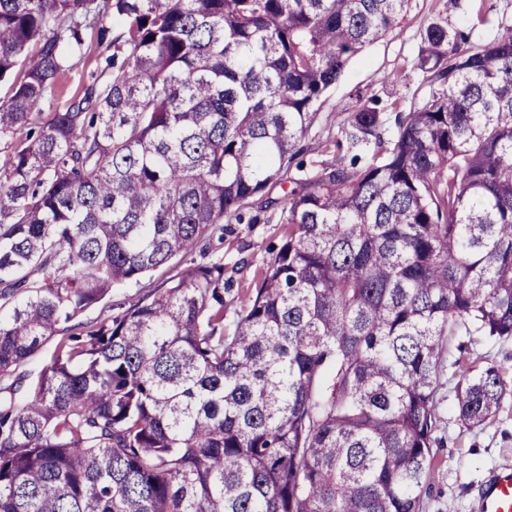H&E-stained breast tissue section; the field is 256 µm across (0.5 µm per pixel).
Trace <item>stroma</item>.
<instances>
[{"label":"stroma","mask_w":512,"mask_h":512,"mask_svg":"<svg viewBox=\"0 0 512 512\" xmlns=\"http://www.w3.org/2000/svg\"><path fill=\"white\" fill-rule=\"evenodd\" d=\"M493 11L489 24H478L473 16L471 0H408L400 26L366 47L353 58L343 78L331 90L302 141L305 160H315L314 148L335 141L340 128L359 97L376 96L382 105L406 112L428 95L430 87L415 67L423 45L427 25L442 22L451 28L470 33L473 46L497 38L512 29V0H490ZM116 26H108L106 37L89 33L84 46L73 58L70 70L59 81L57 94L67 100L73 94L94 86L106 85L112 70L107 65L112 55V37ZM285 225L239 224L227 221L223 237H212L205 252H193L180 258L179 268H187L202 260H223L224 275L233 286L224 294V325L233 331L239 310L238 297L254 287L257 267L280 246ZM164 271L153 272L140 288L113 290L102 305L85 313L92 321L114 317L138 302L147 287H158ZM473 363L477 368L496 367L505 384V395L495 417L479 427L463 424L458 418L457 386L460 365ZM443 398L442 421L437 432L441 441L437 449L438 469L435 479L422 494V512H478V493L488 475L496 468L512 466V338H488L467 335L464 329L448 330L441 362Z\"/></svg>","instance_id":"stroma-1"}]
</instances>
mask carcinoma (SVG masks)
<instances>
[{
    "label": "carcinoma",
    "mask_w": 512,
    "mask_h": 512,
    "mask_svg": "<svg viewBox=\"0 0 512 512\" xmlns=\"http://www.w3.org/2000/svg\"><path fill=\"white\" fill-rule=\"evenodd\" d=\"M406 4L0 0V374L60 337L24 404L0 387V512H420L448 327L512 336V32L429 24L428 97L359 99L333 162L298 148ZM108 17L111 80L33 121ZM276 212L232 335L221 261L80 320ZM504 394L464 369L459 418Z\"/></svg>",
    "instance_id": "carcinoma-1"
}]
</instances>
